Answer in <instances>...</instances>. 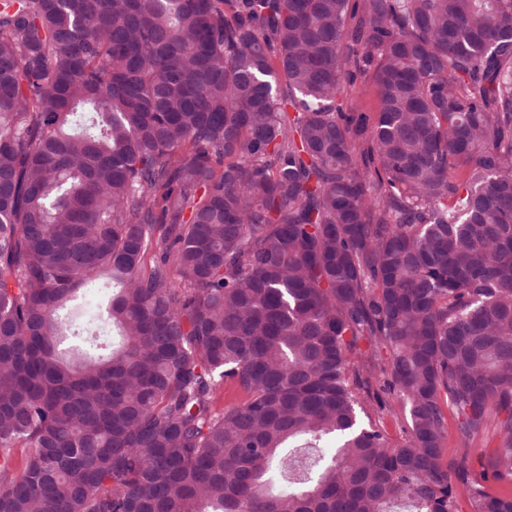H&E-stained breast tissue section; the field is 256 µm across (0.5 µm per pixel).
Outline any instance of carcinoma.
<instances>
[{
    "instance_id": "1",
    "label": "carcinoma",
    "mask_w": 512,
    "mask_h": 512,
    "mask_svg": "<svg viewBox=\"0 0 512 512\" xmlns=\"http://www.w3.org/2000/svg\"><path fill=\"white\" fill-rule=\"evenodd\" d=\"M102 274L110 343L61 315ZM446 406L497 426L478 478ZM508 477L512 0H0V512H512ZM344 112H366L374 114L378 109L375 88L366 76L357 74L354 84L340 98ZM366 414H361L363 420L380 427L394 444L402 442L405 437L407 423L401 406L390 400V404L380 407L373 400L366 399L363 403ZM368 416V417H367Z\"/></svg>"
}]
</instances>
